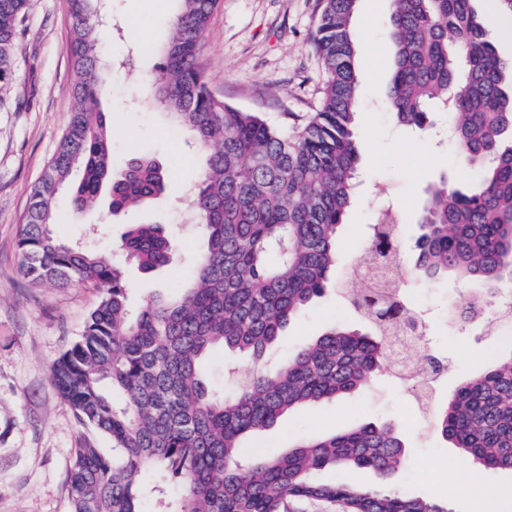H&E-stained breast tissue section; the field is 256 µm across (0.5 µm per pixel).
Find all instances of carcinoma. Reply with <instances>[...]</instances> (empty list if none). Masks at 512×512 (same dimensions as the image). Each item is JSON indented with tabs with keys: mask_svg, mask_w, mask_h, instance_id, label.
I'll return each instance as SVG.
<instances>
[{
	"mask_svg": "<svg viewBox=\"0 0 512 512\" xmlns=\"http://www.w3.org/2000/svg\"><path fill=\"white\" fill-rule=\"evenodd\" d=\"M171 37L158 49L160 75L145 101L161 107L204 158L190 189L205 247L180 294L137 311L121 266L58 238L54 202L74 166L76 208L110 191L114 212L162 194L167 172L136 153L112 169L107 114L99 99L109 75L99 36L102 0H69L76 105L34 188L19 231L22 270L35 285L70 281L103 295L52 381L77 422L106 435L76 450L71 512H292L301 502L339 503L343 512H455L448 501L389 486L407 463L391 425L373 422L313 438L272 458L245 456L244 439L295 407L369 388L396 369L383 334L388 303L368 288L348 301L359 326L331 329L267 368L263 361L298 312L325 293L336 271L337 234L354 199L359 50L357 0H320L313 48L324 73L319 108L292 131L228 105L209 87L200 50L217 0H178ZM474 0H393L394 70L388 92L396 122L421 133L437 104L454 116L453 141L465 185L430 184L415 242L414 272L428 282L472 281L482 297L458 311L467 321L504 310L512 281V60L487 37ZM28 0H0V112L16 78ZM175 247L161 224H131L121 250L145 271L168 264ZM216 348L260 365L231 396L211 390L200 364ZM437 434L475 463L512 471V352L463 380L434 415ZM367 469L371 487L324 483L328 469ZM172 486L183 494L169 507Z\"/></svg>",
	"mask_w": 512,
	"mask_h": 512,
	"instance_id": "cac0c4a2",
	"label": "carcinoma"
}]
</instances>
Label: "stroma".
<instances>
[{
	"label": "stroma",
	"instance_id": "1",
	"mask_svg": "<svg viewBox=\"0 0 512 512\" xmlns=\"http://www.w3.org/2000/svg\"><path fill=\"white\" fill-rule=\"evenodd\" d=\"M112 30L102 45L111 59V87L100 102L110 117L115 171L133 152L150 154L170 168L169 194L145 207L110 214L106 199L75 212L60 195L55 233L81 240L107 261L121 260V237L130 224H165L176 241L168 266L151 273L125 267L129 302L172 295L202 247L193 211L180 189L201 165L184 135L171 128L159 107L144 102L145 80L157 74L153 45L165 41L178 0H110ZM392 0H358L353 31L360 57L357 136L361 168L353 207L338 244L337 279L369 259L366 225L383 212L401 223L399 241L405 273L404 296L427 331L413 354L433 353L447 370L421 405L412 381L385 376L363 389L316 406H304L245 441L250 456L271 457L299 441L343 432L365 422L389 423L400 431L407 465L391 480L410 496L450 501L455 512H512V472L480 467L438 437L429 425L434 408L458 384L512 352V321L483 318L462 328L449 322L450 307L468 301V285L416 282L413 246L427 186L459 173L452 141L416 135L398 125L387 107L393 72L389 39ZM320 16L318 0H218L208 24L200 63L212 90L225 102L290 126L294 116L316 111L322 66L313 47ZM72 23L67 0H29L26 34L17 77L7 90L10 109L0 112V512H70L68 475L76 448L91 441L111 443L79 425L51 382V369L81 334L102 291L87 284L34 285L21 272L18 231L34 185L54 154L74 105L68 45ZM353 311L335 288L310 303L284 331L274 353L283 358L339 324H354ZM253 369L250 359L220 352L201 371L216 390L231 392Z\"/></svg>",
	"mask_w": 512,
	"mask_h": 512
}]
</instances>
